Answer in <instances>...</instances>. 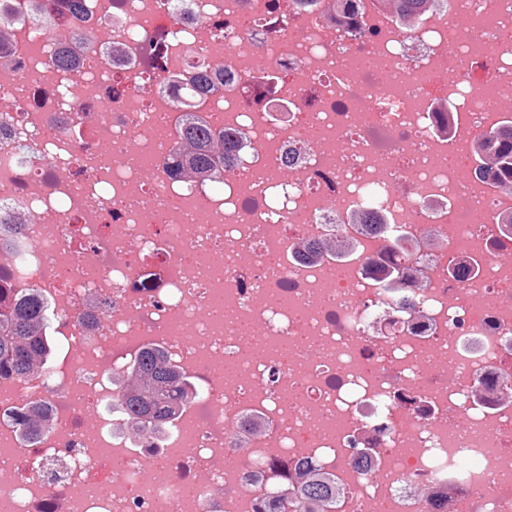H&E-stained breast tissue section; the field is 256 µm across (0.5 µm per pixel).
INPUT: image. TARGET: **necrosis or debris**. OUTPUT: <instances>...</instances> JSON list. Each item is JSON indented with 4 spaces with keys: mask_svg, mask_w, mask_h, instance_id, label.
I'll return each instance as SVG.
<instances>
[{
    "mask_svg": "<svg viewBox=\"0 0 512 512\" xmlns=\"http://www.w3.org/2000/svg\"><path fill=\"white\" fill-rule=\"evenodd\" d=\"M6 6L0 205L28 222L0 284L41 292L62 354L0 375V512H260L308 465L334 512H512V193L473 158L512 126V0L410 29L377 0L339 23L321 0H44L51 34ZM71 32L90 49L65 72L47 46ZM198 55L225 81L200 121L247 143L220 184L164 165V83ZM334 233L356 251L302 256ZM397 235L423 258L389 288ZM146 347L198 383L158 449L119 434L103 383ZM35 404L51 426L26 443Z\"/></svg>",
    "mask_w": 512,
    "mask_h": 512,
    "instance_id": "1",
    "label": "necrosis or debris"
}]
</instances>
